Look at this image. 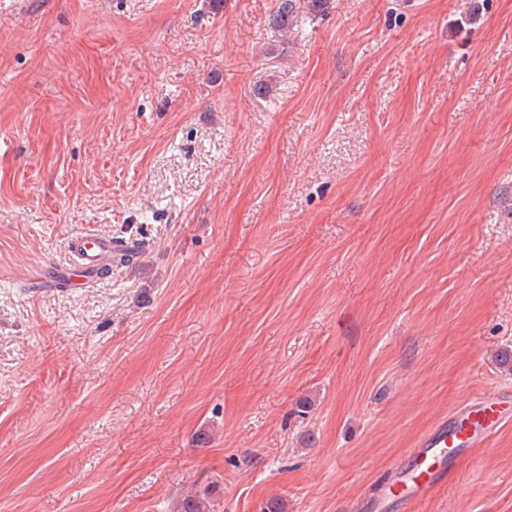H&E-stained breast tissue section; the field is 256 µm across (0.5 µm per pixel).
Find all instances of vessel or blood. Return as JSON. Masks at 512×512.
<instances>
[{
    "mask_svg": "<svg viewBox=\"0 0 512 512\" xmlns=\"http://www.w3.org/2000/svg\"><path fill=\"white\" fill-rule=\"evenodd\" d=\"M116 244L111 238L87 232L73 240L75 266L85 281H92ZM504 402L486 398L465 406L448 422L440 424L414 454L408 471L399 472L387 486L385 500L409 505L422 499L439 477L465 450L484 444L506 423Z\"/></svg>",
    "mask_w": 512,
    "mask_h": 512,
    "instance_id": "1",
    "label": "vessel or blood"
}]
</instances>
